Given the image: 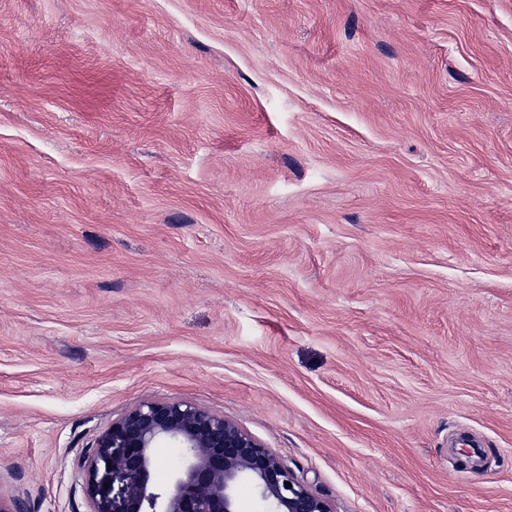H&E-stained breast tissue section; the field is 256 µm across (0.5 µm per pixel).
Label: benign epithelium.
I'll use <instances>...</instances> for the list:
<instances>
[{"label":"benign epithelium","instance_id":"1","mask_svg":"<svg viewBox=\"0 0 512 512\" xmlns=\"http://www.w3.org/2000/svg\"><path fill=\"white\" fill-rule=\"evenodd\" d=\"M164 443L182 459L161 486L155 449ZM83 469L91 512H237L242 482L264 512H335L235 423L178 400L144 402L113 422Z\"/></svg>","mask_w":512,"mask_h":512}]
</instances>
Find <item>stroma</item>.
<instances>
[{
  "label": "stroma",
  "mask_w": 512,
  "mask_h": 512,
  "mask_svg": "<svg viewBox=\"0 0 512 512\" xmlns=\"http://www.w3.org/2000/svg\"><path fill=\"white\" fill-rule=\"evenodd\" d=\"M168 400L512 512V0H0V501Z\"/></svg>",
  "instance_id": "stroma-1"
}]
</instances>
